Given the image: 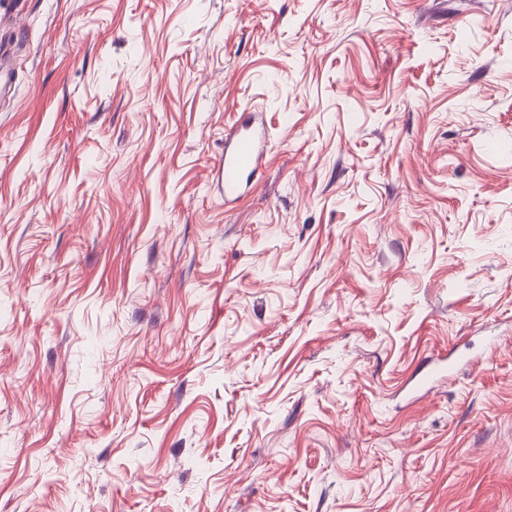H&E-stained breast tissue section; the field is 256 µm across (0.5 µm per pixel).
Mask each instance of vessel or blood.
Segmentation results:
<instances>
[{
    "label": "vessel or blood",
    "mask_w": 512,
    "mask_h": 512,
    "mask_svg": "<svg viewBox=\"0 0 512 512\" xmlns=\"http://www.w3.org/2000/svg\"><path fill=\"white\" fill-rule=\"evenodd\" d=\"M265 158V127L258 115H249L239 127L227 130L222 162L225 197L238 195L244 183L264 165Z\"/></svg>",
    "instance_id": "b4317fda"
}]
</instances>
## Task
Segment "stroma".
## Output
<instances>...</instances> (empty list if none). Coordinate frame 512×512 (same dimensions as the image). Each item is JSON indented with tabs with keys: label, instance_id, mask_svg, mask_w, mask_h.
<instances>
[{
	"label": "stroma",
	"instance_id": "stroma-1",
	"mask_svg": "<svg viewBox=\"0 0 512 512\" xmlns=\"http://www.w3.org/2000/svg\"><path fill=\"white\" fill-rule=\"evenodd\" d=\"M0 36V512H512V0ZM265 158V127L258 115L250 113L239 127L224 134V197L238 195L244 183L265 165Z\"/></svg>",
	"mask_w": 512,
	"mask_h": 512
}]
</instances>
